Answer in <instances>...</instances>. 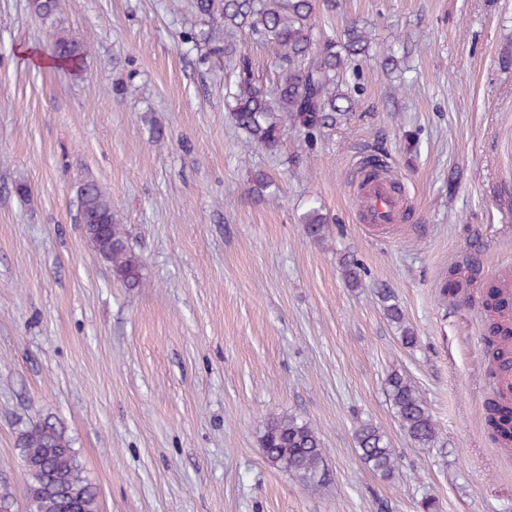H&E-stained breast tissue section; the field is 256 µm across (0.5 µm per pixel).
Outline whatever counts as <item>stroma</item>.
Wrapping results in <instances>:
<instances>
[{
    "mask_svg": "<svg viewBox=\"0 0 512 512\" xmlns=\"http://www.w3.org/2000/svg\"><path fill=\"white\" fill-rule=\"evenodd\" d=\"M365 27L357 106L300 162L244 152L225 61L199 63L189 0H58L45 20L0 0V483L24 512L18 448L33 422L71 440L100 512H512V452L485 403L482 286H512V0H338L322 31ZM91 47L81 76L22 57L53 34ZM402 188V220L360 216L364 162ZM274 184L252 192L256 172ZM111 197L142 278L128 288L88 241L77 191ZM319 199L330 235L301 215ZM353 258L350 287L340 261ZM478 279L442 299L449 267ZM390 290L401 323L379 300ZM413 346L403 344L404 330ZM408 376L437 425L414 443L387 391ZM309 422L324 470L302 481L259 444ZM384 432L390 476L359 458ZM354 440L356 452L364 464L384 476L393 472L395 456L379 428L363 425L355 432Z\"/></svg>",
    "mask_w": 512,
    "mask_h": 512,
    "instance_id": "35a3bbf8",
    "label": "stroma"
}]
</instances>
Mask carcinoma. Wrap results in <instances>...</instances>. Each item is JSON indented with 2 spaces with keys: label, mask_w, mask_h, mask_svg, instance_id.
<instances>
[{
  "label": "carcinoma",
  "mask_w": 512,
  "mask_h": 512,
  "mask_svg": "<svg viewBox=\"0 0 512 512\" xmlns=\"http://www.w3.org/2000/svg\"><path fill=\"white\" fill-rule=\"evenodd\" d=\"M195 13L221 20L220 30L189 32L183 43L197 51L199 60L222 56L234 64L235 78L225 86L229 116L245 137L246 149L280 150L288 129L298 130L300 145L310 146L323 132L354 111L356 101L346 89L347 69L369 53L370 43L356 22L337 39L316 33L317 13L336 9V0H193ZM247 33L253 43L273 51L272 84L256 76L250 54L235 35ZM88 47L72 35H57L52 57L80 75ZM80 221L102 225V235L92 237L96 250L110 263L113 275L128 287L141 279V263L132 252L123 225L114 217L112 200L95 183L79 189ZM307 234L316 241L329 234L327 216L318 203L302 218ZM483 306L490 313L485 337L487 371L499 385L488 403L487 423L502 444L512 443V383L502 371L512 367V294L498 284L485 289ZM387 393L401 426L411 440L428 445L438 429L427 405L411 381L399 373L387 380ZM356 452L372 470L389 475L395 456L377 427L366 424L355 432ZM260 445L266 459L301 480L315 478L324 466L322 443L311 424L295 417L267 420ZM19 447L27 479V512H99L98 494L84 474L79 453L56 423L46 419L28 428Z\"/></svg>",
  "instance_id": "obj_1"
}]
</instances>
